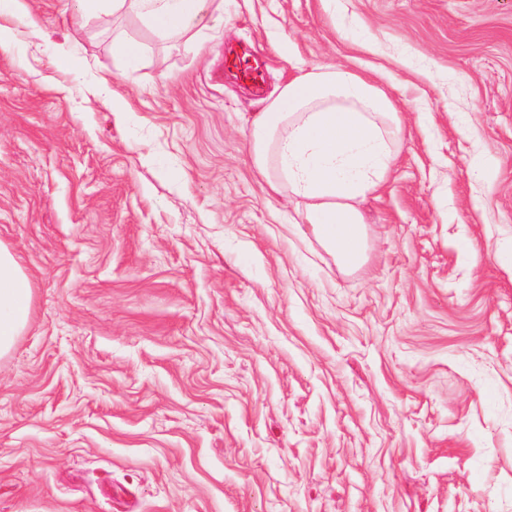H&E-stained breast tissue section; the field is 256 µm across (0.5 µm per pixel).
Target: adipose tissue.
Instances as JSON below:
<instances>
[{
	"mask_svg": "<svg viewBox=\"0 0 512 512\" xmlns=\"http://www.w3.org/2000/svg\"><path fill=\"white\" fill-rule=\"evenodd\" d=\"M208 0H111L113 13L142 18L157 34L185 38ZM404 128L393 98L340 65L300 69L249 124L252 165L272 192H287L297 221L341 265L365 260L360 202L390 177ZM32 282L0 245V357L29 323Z\"/></svg>",
	"mask_w": 512,
	"mask_h": 512,
	"instance_id": "adipose-tissue-1",
	"label": "adipose tissue"
}]
</instances>
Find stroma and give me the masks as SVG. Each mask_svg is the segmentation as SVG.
<instances>
[{
    "label": "stroma",
    "mask_w": 512,
    "mask_h": 512,
    "mask_svg": "<svg viewBox=\"0 0 512 512\" xmlns=\"http://www.w3.org/2000/svg\"><path fill=\"white\" fill-rule=\"evenodd\" d=\"M22 3L0 243L33 299L0 358V512H512V0H209L191 41ZM317 64L405 126L351 275L248 152Z\"/></svg>",
    "instance_id": "35a3bbf8"
}]
</instances>
